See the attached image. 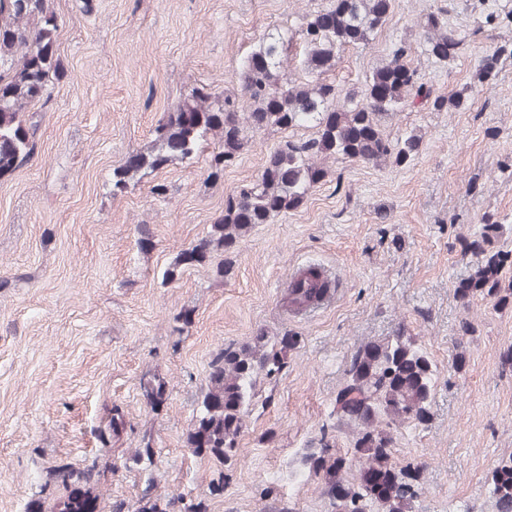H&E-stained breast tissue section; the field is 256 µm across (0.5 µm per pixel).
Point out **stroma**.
<instances>
[{"mask_svg": "<svg viewBox=\"0 0 512 512\" xmlns=\"http://www.w3.org/2000/svg\"><path fill=\"white\" fill-rule=\"evenodd\" d=\"M50 3L65 75L35 107L34 156L0 175V512H25L49 463L97 455V431L115 406L127 427L112 439L108 493L132 510L150 483L162 495L204 500L209 512H327L304 458L324 433L348 447L335 396L350 358L399 332L439 368L428 427L399 429L392 449L396 463L424 469L415 512H496L486 480L512 456V366L503 360L512 308L482 298L462 305L455 288L477 262L474 232L493 222L501 226L494 247L507 255L502 282L512 283V58L500 59L491 83L475 77L481 56L512 43V24L485 21L512 12V0H392L370 46L343 50L330 79L345 91L360 86L406 41L435 93L470 88L467 108L384 119L390 137L421 135L410 165L327 160L325 181L304 205L253 226L232 256L213 253L167 283L163 270L206 237L277 144L316 130L251 132L215 180L214 138L191 162L138 173L118 193L114 171L150 146L152 129L189 88L238 92L240 64L259 37L300 29L330 0ZM443 5L449 31L464 39L445 64L415 47L420 22ZM227 258L230 272L217 275ZM309 262L328 267L335 288L323 307L290 311L289 276ZM465 318L476 332L458 374L451 355ZM263 335L296 345L274 379L259 380L217 493L214 462L192 457L184 436L213 355ZM148 373L166 381L157 412L141 395ZM146 444L153 465L126 468Z\"/></svg>", "mask_w": 512, "mask_h": 512, "instance_id": "stroma-1", "label": "stroma"}]
</instances>
